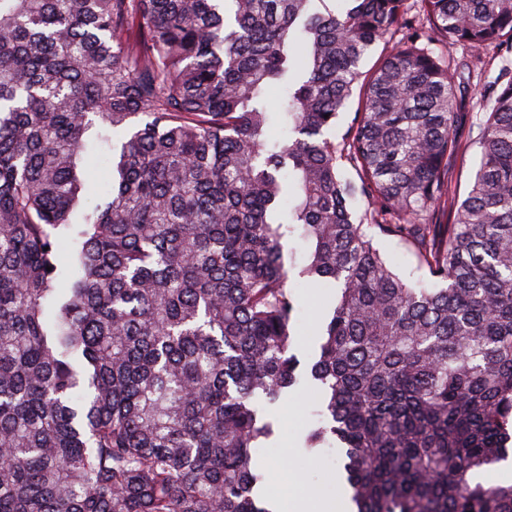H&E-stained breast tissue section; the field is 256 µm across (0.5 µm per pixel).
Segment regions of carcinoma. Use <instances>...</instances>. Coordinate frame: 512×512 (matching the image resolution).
<instances>
[{
  "mask_svg": "<svg viewBox=\"0 0 512 512\" xmlns=\"http://www.w3.org/2000/svg\"><path fill=\"white\" fill-rule=\"evenodd\" d=\"M312 2L0 0V512H278L294 268L350 512H512V0ZM465 94L462 92V96L458 92V98L460 99V118L458 123V134L461 138L466 139L470 135L472 122H475L479 114L478 108L475 106V102L479 99V95L476 93L475 86L472 88L465 89ZM383 250L390 256L396 270L400 274L411 278H417L422 274V271L417 269L414 258L397 240L384 242ZM296 272L294 270L291 273V283L299 280L298 288L295 289L299 311L294 326V352L303 366L310 361L318 320L322 310L331 300L333 290L310 288L296 277Z\"/></svg>",
  "mask_w": 512,
  "mask_h": 512,
  "instance_id": "obj_1",
  "label": "carcinoma"
}]
</instances>
